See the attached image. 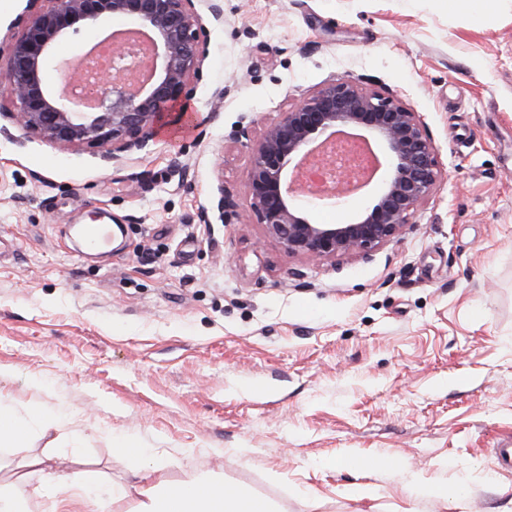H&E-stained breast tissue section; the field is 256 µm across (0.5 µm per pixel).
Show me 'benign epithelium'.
Wrapping results in <instances>:
<instances>
[{"label": "benign epithelium", "mask_w": 512, "mask_h": 512, "mask_svg": "<svg viewBox=\"0 0 512 512\" xmlns=\"http://www.w3.org/2000/svg\"><path fill=\"white\" fill-rule=\"evenodd\" d=\"M131 18L134 32L150 46L148 72L116 70L101 75L92 100H79L60 75L70 68L57 47L103 21ZM208 56L205 28L194 0H44L9 46L7 82L12 106L0 114L26 131L64 147L98 148L106 161L142 150L173 107L189 99L203 78ZM353 131L376 149L388 171L379 193L343 224H320L297 203L296 183L310 155ZM443 178L436 148L419 113L402 101L333 79L288 107L252 148L246 175L250 206L267 236L291 255L329 260L369 255L399 237L411 215L433 195ZM220 219L238 216L233 194L215 202Z\"/></svg>", "instance_id": "benign-epithelium-1"}]
</instances>
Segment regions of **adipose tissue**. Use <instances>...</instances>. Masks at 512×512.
<instances>
[{"instance_id":"ef3b65f1","label":"adipose tissue","mask_w":512,"mask_h":512,"mask_svg":"<svg viewBox=\"0 0 512 512\" xmlns=\"http://www.w3.org/2000/svg\"><path fill=\"white\" fill-rule=\"evenodd\" d=\"M140 494L138 512H272L265 498L208 480L162 488L149 485Z\"/></svg>"}]
</instances>
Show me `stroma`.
<instances>
[{"instance_id": "1", "label": "stroma", "mask_w": 512, "mask_h": 512, "mask_svg": "<svg viewBox=\"0 0 512 512\" xmlns=\"http://www.w3.org/2000/svg\"><path fill=\"white\" fill-rule=\"evenodd\" d=\"M223 3L216 24L195 0L209 55L189 135L106 162L0 121V401L34 424L26 452L0 451V486L28 512L49 510L43 466L96 470L109 512H135L142 480L198 476L278 512H512L491 464L512 442V0L479 18L446 0ZM30 16L0 0V76ZM348 75L419 112L444 177L372 256H293L251 213L252 142ZM94 210L122 228L108 260L73 237ZM422 479L464 494L417 496ZM116 454L124 459L134 461L139 465L140 470L147 472L151 468V458L143 448H138L137 443L132 440L120 441L113 449Z\"/></svg>"}]
</instances>
